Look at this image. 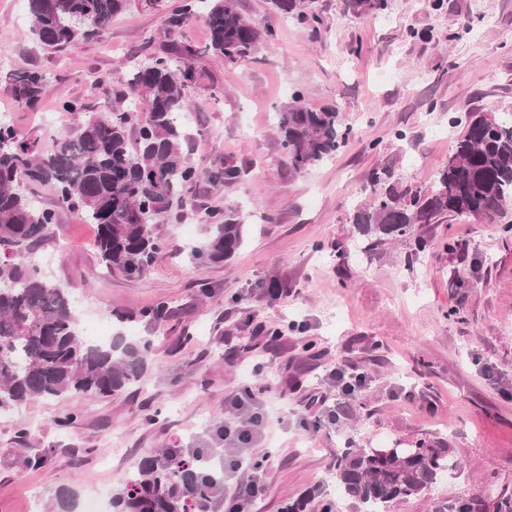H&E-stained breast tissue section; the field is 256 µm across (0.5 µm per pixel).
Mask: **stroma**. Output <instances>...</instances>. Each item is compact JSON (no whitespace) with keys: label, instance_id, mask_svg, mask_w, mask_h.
I'll return each mask as SVG.
<instances>
[{"label":"stroma","instance_id":"stroma-1","mask_svg":"<svg viewBox=\"0 0 512 512\" xmlns=\"http://www.w3.org/2000/svg\"><path fill=\"white\" fill-rule=\"evenodd\" d=\"M255 23L272 22L273 40L247 61L207 53V28L193 20L176 42L199 47V75L187 151L201 171L230 163L242 171L224 186L198 182L194 209L161 220L165 255L142 277L106 268L93 225L58 209L46 273L70 288L84 336L123 333L150 341L142 381L108 398L40 400L0 415V512H52L60 488L81 512H98L94 490L119 487L139 459L165 448H220L225 402L242 394L244 374L266 362L265 404L285 425L256 445L266 456V492L254 512H280L303 498L305 512H356L333 478L338 449L411 447L444 437L465 459L430 490L390 512L446 508L512 496V231L448 217L432 225L433 248L412 258L408 242L362 251L353 224L358 205L387 189L431 190L454 148L451 118L496 106L512 111V0H389L379 14H356L348 0H312L320 23L301 26L269 0H237ZM180 0H133L96 40L65 51L37 48L31 18L17 0H0V71L36 68L47 82L36 109L0 86V117L41 146L74 125L62 102L111 111L132 64L166 45L163 20ZM468 24L461 39L453 34ZM315 110L336 108L348 135L315 168L295 173L278 140L275 114L289 88ZM55 114V127L41 118ZM239 207L244 244L226 266L195 267L188 245L211 213ZM458 248L447 251L446 242ZM287 282L272 300L262 287ZM167 303L161 322L143 311ZM281 338L267 343L265 332ZM345 363L367 374L351 397L327 378ZM298 388L280 399L288 380ZM349 401L330 423L311 395ZM159 411L156 422L147 412ZM77 415L63 428L62 413ZM45 454L40 468L21 450Z\"/></svg>","mask_w":512,"mask_h":512}]
</instances>
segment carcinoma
Wrapping results in <instances>:
<instances>
[{"label": "carcinoma", "instance_id": "cac0c4a2", "mask_svg": "<svg viewBox=\"0 0 512 512\" xmlns=\"http://www.w3.org/2000/svg\"><path fill=\"white\" fill-rule=\"evenodd\" d=\"M132 0H27L37 46L62 52L78 39L99 37ZM275 13L299 25L318 21L310 0H271ZM357 12L384 11L387 0H349ZM203 17L209 32L205 50L244 61L275 37L272 25L254 24L236 0H181L166 20L172 35L188 20ZM198 50L171 43L134 67L126 92L110 112L86 114L71 100L63 109L75 116L73 130L47 149L10 122L0 119V413L37 400L71 395L107 398L140 382L152 355L147 341L94 344L82 336L67 288L50 278L36 253L55 240L58 213L40 205L35 186H50L60 207L97 227L99 257L130 278L142 276L167 249L159 220L191 205L189 193L200 179L231 185L238 167L223 163L200 173L186 151L190 103L187 89L197 82L190 60ZM17 103L38 106L46 75L34 69L4 76ZM140 106L149 120L134 124ZM280 144L299 174L334 155L343 145L340 113L315 111L302 90L288 91L276 112ZM448 164L434 189L406 198L388 191L358 207L353 223L369 250L388 240L413 241V254L431 246L429 226L444 216L499 223L512 211V116L494 108L469 112ZM244 242L239 212L224 209V220L208 224L187 257L201 266L230 262ZM215 449L184 453L167 448L143 457L113 493L110 512H191L190 500H224L221 471L210 464ZM457 468L443 438L422 439L407 452L394 448H351L336 453L334 478L360 512H388L391 505L429 489Z\"/></svg>", "mask_w": 512, "mask_h": 512}]
</instances>
